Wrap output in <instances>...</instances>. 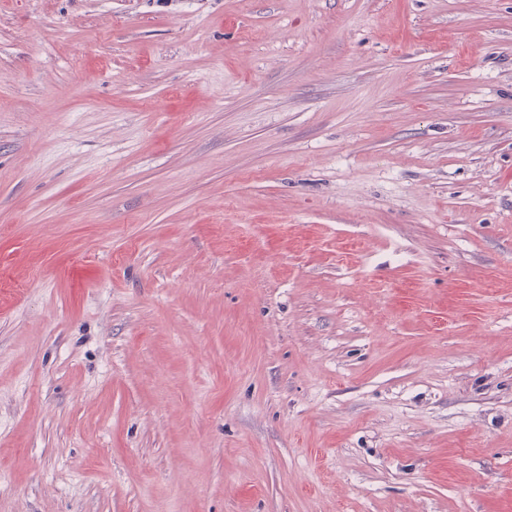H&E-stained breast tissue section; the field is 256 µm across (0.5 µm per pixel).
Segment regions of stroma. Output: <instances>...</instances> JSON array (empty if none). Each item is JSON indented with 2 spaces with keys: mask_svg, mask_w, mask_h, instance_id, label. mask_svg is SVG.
<instances>
[{
  "mask_svg": "<svg viewBox=\"0 0 512 512\" xmlns=\"http://www.w3.org/2000/svg\"><path fill=\"white\" fill-rule=\"evenodd\" d=\"M0 512H512V0H0Z\"/></svg>",
  "mask_w": 512,
  "mask_h": 512,
  "instance_id": "stroma-1",
  "label": "stroma"
}]
</instances>
